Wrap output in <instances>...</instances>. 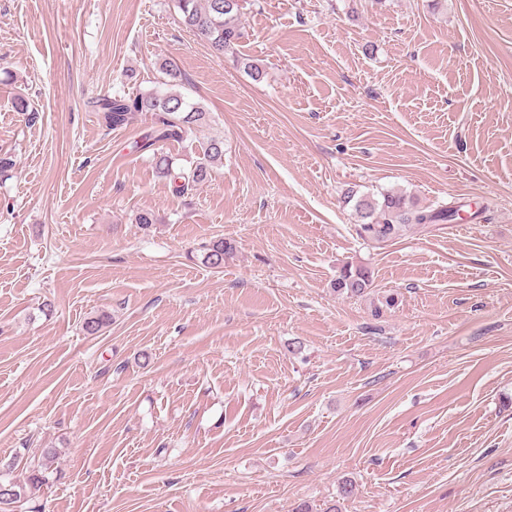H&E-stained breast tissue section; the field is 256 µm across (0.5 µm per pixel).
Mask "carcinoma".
<instances>
[{
	"label": "carcinoma",
	"instance_id": "obj_1",
	"mask_svg": "<svg viewBox=\"0 0 512 512\" xmlns=\"http://www.w3.org/2000/svg\"><path fill=\"white\" fill-rule=\"evenodd\" d=\"M180 24L200 37L217 55L234 49L242 32L238 17L242 0H177ZM167 77L164 91H139L132 94L117 93L112 97L98 98L93 107L98 112L99 123L108 130L122 127L135 112H148L154 117L155 140L182 141L196 128L207 122L208 116L202 108L188 103L178 87L182 82L179 68L170 62L161 65ZM224 156V140L211 138L202 148V156L193 168L174 172L170 157L153 152L155 167L160 177L174 183L177 193L185 195L211 177L213 164ZM343 202L353 204L357 217L356 233L367 241L386 243L399 236L412 224H452L462 211L464 204L434 209L419 208L395 191H382L378 195H357V190L348 187L342 192ZM232 241L220 238L203 246V262L211 268L224 267L227 257L234 252ZM333 290L348 298H359L372 287L368 271L362 267L346 264L340 268L331 283ZM110 324L105 313L94 314L84 319L82 331L89 336L101 333ZM56 453L46 448L41 460L32 469L29 481L39 484L46 481V472L52 467Z\"/></svg>",
	"mask_w": 512,
	"mask_h": 512
}]
</instances>
